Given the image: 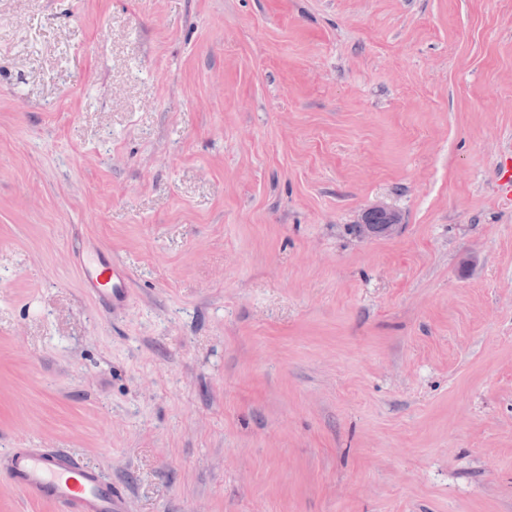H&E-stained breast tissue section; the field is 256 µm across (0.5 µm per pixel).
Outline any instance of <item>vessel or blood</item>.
Returning a JSON list of instances; mask_svg holds the SVG:
<instances>
[{
    "label": "vessel or blood",
    "mask_w": 512,
    "mask_h": 512,
    "mask_svg": "<svg viewBox=\"0 0 512 512\" xmlns=\"http://www.w3.org/2000/svg\"><path fill=\"white\" fill-rule=\"evenodd\" d=\"M86 292L103 308L114 310L129 298V270L121 262L90 250L77 258ZM10 484L25 498L53 503L58 512H127L125 499L100 470L82 465L67 451L14 448L5 457Z\"/></svg>",
    "instance_id": "b4317fda"
}]
</instances>
